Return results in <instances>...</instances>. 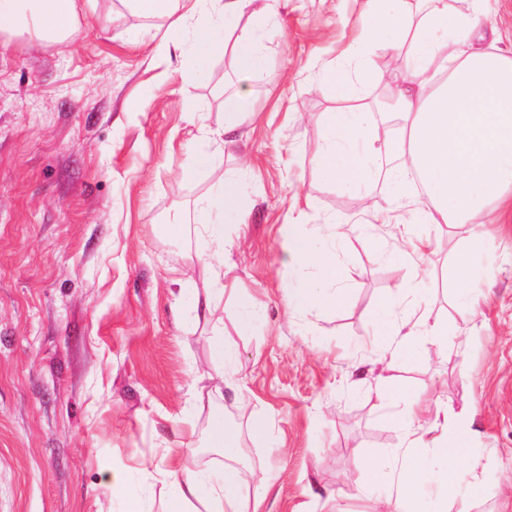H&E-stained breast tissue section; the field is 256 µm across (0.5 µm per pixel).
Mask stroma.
Returning a JSON list of instances; mask_svg holds the SVG:
<instances>
[{
	"label": "stroma",
	"mask_w": 512,
	"mask_h": 512,
	"mask_svg": "<svg viewBox=\"0 0 512 512\" xmlns=\"http://www.w3.org/2000/svg\"><path fill=\"white\" fill-rule=\"evenodd\" d=\"M365 0H277L263 44L266 65L245 77L230 54L181 69L161 43L186 32L133 14L123 0H94L70 42H0V512H123L125 492L164 512L170 471L223 465L207 433L235 407L213 393L212 340L238 350V386L252 405L233 424L242 461L271 471L264 512H370L356 456L383 458L401 442L364 391L378 302L406 271L386 251L404 225L366 239H313L335 251L347 295L333 309L290 313L294 289L317 283L288 254L293 225L355 222L383 206L384 183L355 192L322 181L312 153L335 100L317 85L363 20ZM250 91L254 117L236 145L190 180L201 123L222 118L223 90ZM245 169L246 223L226 229L224 313L193 320L209 248L195 231L198 201ZM181 220L180 234L168 227ZM488 273L474 284L478 315L458 311L441 272L467 226H429L443 245L424 298L448 325L447 343L420 342L396 381L472 412V454L482 489H459L464 512H512V221L488 225ZM262 311L237 330L239 299ZM466 374H459L458 364ZM267 419L273 444L254 441ZM144 460L162 477L143 479ZM131 477L113 492L112 471Z\"/></svg>",
	"instance_id": "35a3bbf8"
}]
</instances>
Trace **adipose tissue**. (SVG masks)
I'll list each match as a JSON object with an SVG mask.
<instances>
[{
  "instance_id": "adipose-tissue-1",
  "label": "adipose tissue",
  "mask_w": 512,
  "mask_h": 512,
  "mask_svg": "<svg viewBox=\"0 0 512 512\" xmlns=\"http://www.w3.org/2000/svg\"><path fill=\"white\" fill-rule=\"evenodd\" d=\"M128 8L144 18L163 17L171 28H190L191 45L178 51L181 66L196 69L202 55L231 53L237 70L250 75L262 70L266 57L262 44L270 27L272 4L255 7V0H126ZM490 0H470L467 9H452L448 0H366L365 22L337 63L322 69V89L337 101L324 116V135L314 153L318 176L349 190L386 180L387 194L381 214L408 208L424 224L469 227L467 246L448 266L456 302L474 312L477 302L472 283L476 260L486 247L483 225L496 223L501 202L512 200V57L481 44V15ZM81 0H0V26L14 35L37 42L75 39L79 33ZM249 19L239 30L241 19ZM378 42L402 54L408 62L405 85L385 103V117L371 104H352L355 83L375 88L384 81L370 62V49ZM222 123L203 126L195 165H210L216 151L235 143L252 110L247 92L225 95ZM203 231L215 244L207 258L211 284L196 293V319L217 317L224 298L222 279L224 223H244L242 183L227 175L215 195L197 207ZM312 234L294 225L289 241L292 262L300 268L318 266L319 284L302 288L287 306L333 308L343 303L338 288L335 252L315 253ZM434 251L428 237L405 235L395 240L391 259L406 267L407 276L396 294L379 304L371 346L377 362L393 365L412 354L418 341L434 343L448 335L447 325L433 320L428 310L403 298L415 290L427 269L424 258ZM370 392L379 403H402L393 420L401 430V444L384 461L359 458L363 470L388 482L392 497L381 500L377 512H422L418 491L425 485L442 489L443 502H451L460 486L479 493L478 462L468 469L454 463L466 455L473 439L469 413L410 401L402 387L378 378ZM210 442L226 464L219 471H182L173 484L166 512H192L193 503L205 512H261L272 477L253 476L252 489H244L238 468L242 456L239 434L225 420L216 419ZM442 462L432 472L429 460Z\"/></svg>"
}]
</instances>
